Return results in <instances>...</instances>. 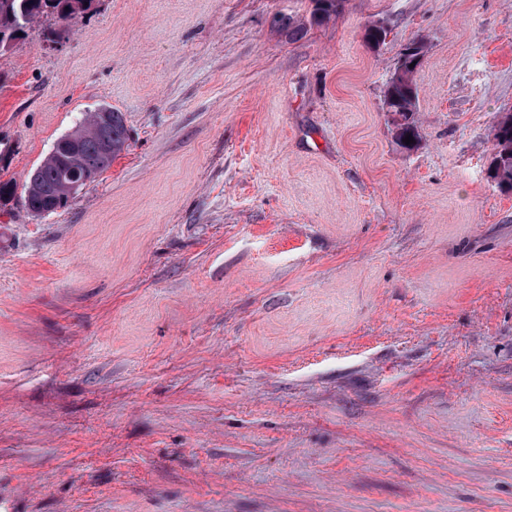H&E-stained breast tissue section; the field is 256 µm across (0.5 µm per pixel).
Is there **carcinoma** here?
Segmentation results:
<instances>
[{
    "instance_id": "carcinoma-1",
    "label": "carcinoma",
    "mask_w": 512,
    "mask_h": 512,
    "mask_svg": "<svg viewBox=\"0 0 512 512\" xmlns=\"http://www.w3.org/2000/svg\"><path fill=\"white\" fill-rule=\"evenodd\" d=\"M95 0H0V43L12 44L20 35L42 18L52 17L68 21L91 8ZM425 44L418 40L405 47L395 74L390 78L386 92L387 111L394 115L398 141L409 137L418 140L416 119L418 96L415 74L424 58ZM110 113L106 123L100 122L95 111L83 114L72 131L57 139L55 154L44 158L25 181L20 196L24 208L34 214L50 203L59 210L67 208L71 197L61 187L73 181H94L96 176L111 165L103 153V141L112 144L116 157L127 145L128 130L122 113L104 106ZM494 154L489 174L499 187L512 190V125L496 123L493 129Z\"/></svg>"
}]
</instances>
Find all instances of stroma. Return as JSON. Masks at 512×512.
<instances>
[{"instance_id":"obj_1","label":"stroma","mask_w":512,"mask_h":512,"mask_svg":"<svg viewBox=\"0 0 512 512\" xmlns=\"http://www.w3.org/2000/svg\"><path fill=\"white\" fill-rule=\"evenodd\" d=\"M315 8L94 0L0 55V182L129 131L0 209V512H512V0ZM411 44L414 45L412 49H410ZM424 51L425 44L422 40L413 41L405 47L394 73L397 74V77L390 78L385 92L387 112L394 115L396 137L399 132L397 140L404 147L412 146L419 138L416 119L418 92L415 74L424 58ZM412 62H415V65L410 67ZM406 136L413 139V143L403 142ZM99 109L110 112L109 120L102 124L98 112L91 111L83 114L72 131L60 136L55 154L47 155L42 163L32 170L25 181L20 199L24 208L31 214H40L42 208L51 203L58 210L67 208L81 182L61 191L65 183L73 181H94L96 176L108 168L112 160L121 153L127 145L128 130L121 112L107 106ZM72 138H74L72 140ZM106 140V150H112V160L103 153V141ZM76 150L80 165L73 167L72 153ZM494 154L489 174L499 187L512 190V125L503 126L499 121L493 129Z\"/></svg>"}]
</instances>
